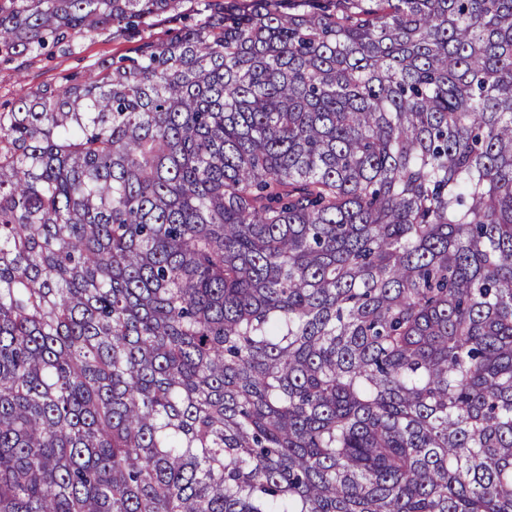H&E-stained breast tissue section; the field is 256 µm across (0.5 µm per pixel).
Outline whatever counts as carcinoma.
Here are the masks:
<instances>
[{"label": "carcinoma", "instance_id": "1", "mask_svg": "<svg viewBox=\"0 0 512 512\" xmlns=\"http://www.w3.org/2000/svg\"><path fill=\"white\" fill-rule=\"evenodd\" d=\"M202 14L0 112V512H512V0Z\"/></svg>", "mask_w": 512, "mask_h": 512}]
</instances>
